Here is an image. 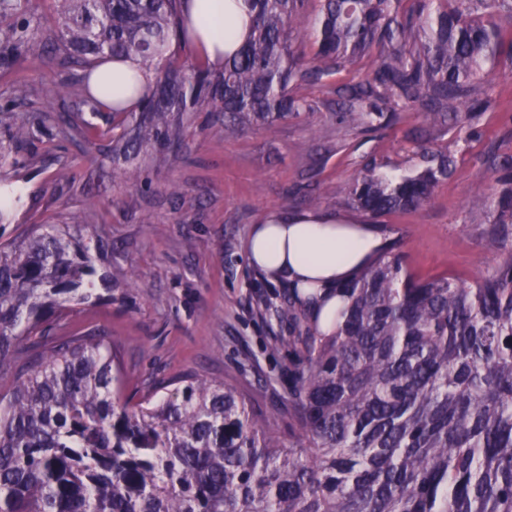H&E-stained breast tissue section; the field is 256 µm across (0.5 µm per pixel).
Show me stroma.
Listing matches in <instances>:
<instances>
[{"label": "stroma", "instance_id": "35a3bbf8", "mask_svg": "<svg viewBox=\"0 0 512 512\" xmlns=\"http://www.w3.org/2000/svg\"><path fill=\"white\" fill-rule=\"evenodd\" d=\"M360 76L354 69L337 73L333 84L312 90L314 111L270 131L228 137L223 113H188L179 148H144L132 165L113 155L107 139L94 146L77 136L34 140L9 170L23 199L0 224V243L25 236L40 220L83 225L82 241L99 247L96 265L108 274L112 295L75 308L68 320L72 330L109 337L121 355L124 394L179 374L225 379L248 389L287 434L281 412L288 405V354L276 339L288 327L256 311L257 296L278 286L249 264L248 235L277 210L360 221L342 189L366 161L396 173L419 163L410 136L424 124L418 110H400L397 122L378 133L337 122L333 86ZM61 78L60 67L32 45L0 70V104L23 82L32 94L17 111L59 108L78 92L72 86L60 97ZM488 84L494 109L479 122L449 124L422 144L447 151L453 174L419 209L377 220L416 277L451 273L470 283L512 255L476 223L491 206L497 162L512 158V62L499 60ZM63 167L68 175L61 179ZM90 193L97 200L92 209L85 205Z\"/></svg>", "mask_w": 512, "mask_h": 512}]
</instances>
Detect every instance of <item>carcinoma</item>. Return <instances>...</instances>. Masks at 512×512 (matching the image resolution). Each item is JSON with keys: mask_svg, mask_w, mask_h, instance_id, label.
Wrapping results in <instances>:
<instances>
[{"mask_svg": "<svg viewBox=\"0 0 512 512\" xmlns=\"http://www.w3.org/2000/svg\"><path fill=\"white\" fill-rule=\"evenodd\" d=\"M241 44L212 69L190 48L182 0H55L56 27L33 24L30 0H0V68L36 39L63 57L62 87L101 58L151 74L138 112L85 92L58 113L20 114L28 86L0 105V167L38 133L112 136L133 160L145 142L170 149L188 112L224 113V133L268 128L309 108L305 91L370 58L336 88L339 122L378 131L418 108L428 135L492 108L481 65L512 32V0H320L312 54L298 52L305 0H241ZM446 153L390 177L373 163L345 187L371 217L420 208L448 179ZM480 222L512 252V174L496 179ZM75 224L0 243V512H512V259L472 284L417 279L388 249L332 289L336 329L296 287L261 312L288 324V439L236 387L174 377L120 399L121 360L105 336L70 329L68 303L93 295L96 270ZM54 319L58 334L43 324Z\"/></svg>", "mask_w": 512, "mask_h": 512, "instance_id": "obj_1", "label": "carcinoma"}]
</instances>
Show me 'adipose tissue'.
I'll return each mask as SVG.
<instances>
[{"instance_id":"1","label":"adipose tissue","mask_w":512,"mask_h":512,"mask_svg":"<svg viewBox=\"0 0 512 512\" xmlns=\"http://www.w3.org/2000/svg\"><path fill=\"white\" fill-rule=\"evenodd\" d=\"M182 9L197 28L194 50L210 65L222 66L229 41L241 35L231 0H184ZM386 245V237L369 224L281 211L252 227L247 255L273 283L329 291L368 266Z\"/></svg>"}]
</instances>
